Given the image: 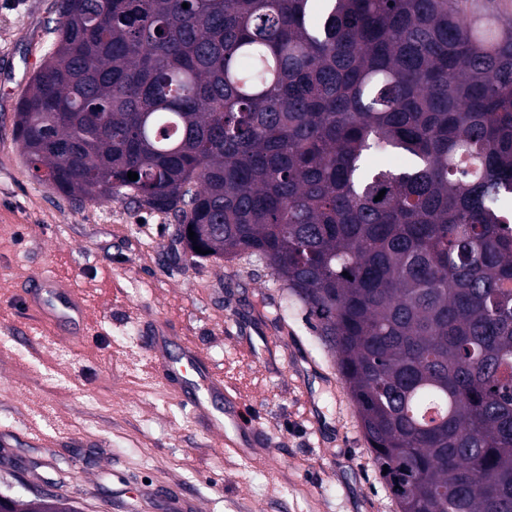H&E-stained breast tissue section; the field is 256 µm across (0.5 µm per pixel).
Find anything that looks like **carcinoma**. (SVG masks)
<instances>
[{"mask_svg": "<svg viewBox=\"0 0 512 512\" xmlns=\"http://www.w3.org/2000/svg\"><path fill=\"white\" fill-rule=\"evenodd\" d=\"M51 33L16 112L31 175L265 265L400 512H512V26L456 0H59Z\"/></svg>", "mask_w": 512, "mask_h": 512, "instance_id": "carcinoma-1", "label": "carcinoma"}]
</instances>
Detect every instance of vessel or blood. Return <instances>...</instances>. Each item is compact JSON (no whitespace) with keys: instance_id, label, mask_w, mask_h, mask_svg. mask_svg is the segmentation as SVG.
I'll return each mask as SVG.
<instances>
[{"instance_id":"obj_1","label":"vessel or blood","mask_w":512,"mask_h":512,"mask_svg":"<svg viewBox=\"0 0 512 512\" xmlns=\"http://www.w3.org/2000/svg\"><path fill=\"white\" fill-rule=\"evenodd\" d=\"M25 307L49 320L57 335L80 334L83 306L74 291L62 285L50 271L33 276L22 289ZM138 346L147 355L152 374L179 399L182 408L217 439L225 456L253 460L240 442L242 432L257 429L258 421L247 414L239 386L232 384L192 344L179 342L163 322H155Z\"/></svg>"}]
</instances>
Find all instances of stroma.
Segmentation results:
<instances>
[{
  "label": "stroma",
  "mask_w": 512,
  "mask_h": 512,
  "mask_svg": "<svg viewBox=\"0 0 512 512\" xmlns=\"http://www.w3.org/2000/svg\"><path fill=\"white\" fill-rule=\"evenodd\" d=\"M58 0H0V496H63L79 512H399L336 359L261 264L189 261L166 214L75 203L29 173L14 138L20 96L52 49ZM49 268L86 303L87 331L54 336L16 297ZM174 327L244 390L265 462L225 456L137 348ZM272 336L267 356L250 349ZM38 424L42 444L24 431Z\"/></svg>",
  "instance_id": "stroma-1"
}]
</instances>
